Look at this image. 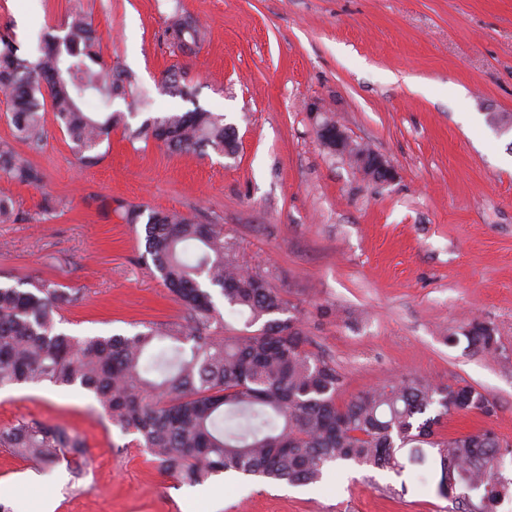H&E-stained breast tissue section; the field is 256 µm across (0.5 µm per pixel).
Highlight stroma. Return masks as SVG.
<instances>
[{
  "label": "stroma",
  "mask_w": 512,
  "mask_h": 512,
  "mask_svg": "<svg viewBox=\"0 0 512 512\" xmlns=\"http://www.w3.org/2000/svg\"><path fill=\"white\" fill-rule=\"evenodd\" d=\"M81 7L103 35L105 60L133 71L153 100L128 113L102 157L82 163L48 123L39 151L0 143L43 172L41 184L0 179L17 221L0 223V283L49 279L80 289L62 331L131 335L181 320L117 216L142 205L222 224L239 259L300 310L313 351L344 376L342 398L415 374L471 385L497 411L448 416L445 437L493 430L512 443V135L488 122L512 113V0H0V28L38 52ZM203 27L185 51L178 17ZM193 98L166 93L167 69ZM202 107L234 125L238 147L172 152L130 142L149 116ZM332 116L395 172L383 185L321 143ZM60 211L45 214L50 200ZM495 330L496 348L469 345V320ZM37 420L79 439L86 476L0 448V503L11 512H453L426 467L402 475L330 469L308 485L216 476L189 486L163 474L93 393L29 384L0 391V430Z\"/></svg>",
  "instance_id": "1"
}]
</instances>
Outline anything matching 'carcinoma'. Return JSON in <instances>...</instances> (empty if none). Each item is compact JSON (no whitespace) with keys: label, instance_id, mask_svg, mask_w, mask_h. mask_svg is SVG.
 <instances>
[{"label":"carcinoma","instance_id":"carcinoma-1","mask_svg":"<svg viewBox=\"0 0 512 512\" xmlns=\"http://www.w3.org/2000/svg\"><path fill=\"white\" fill-rule=\"evenodd\" d=\"M182 47L201 39L197 26L178 19L169 27ZM65 34L48 35L41 55H20L10 30H0V92L15 137L31 148L47 138V112L80 154L94 164L112 130L128 126L111 109L117 97L134 95L133 72L107 64L101 36L86 14L64 22ZM174 151L211 149L230 154L236 131L224 116L196 107L149 117L131 132ZM0 176L18 185L42 182L41 171L7 143L0 145ZM144 251L157 278L185 307L179 323H148L130 336L78 338L58 329L62 312L77 305L79 290L31 280L26 287L0 284V388L48 382L92 392L112 424L144 448L167 475L190 486L220 474L269 482L313 483L332 465L373 467L397 475L406 467L439 462L440 496L469 512L463 487L496 512L512 495V478L498 476L512 456L490 429L435 438L434 426L453 413L491 417L495 403L470 385L437 384L407 375L361 391L340 403L344 377L336 365L309 350L310 340L280 290L240 263L224 225L162 210L129 206L120 218L138 224ZM247 316L246 330L231 328L215 298ZM263 326L249 327L265 317ZM468 342L495 348L491 325L473 319ZM0 447L37 464L66 462L83 476L81 443L37 421L0 430Z\"/></svg>","mask_w":512,"mask_h":512}]
</instances>
